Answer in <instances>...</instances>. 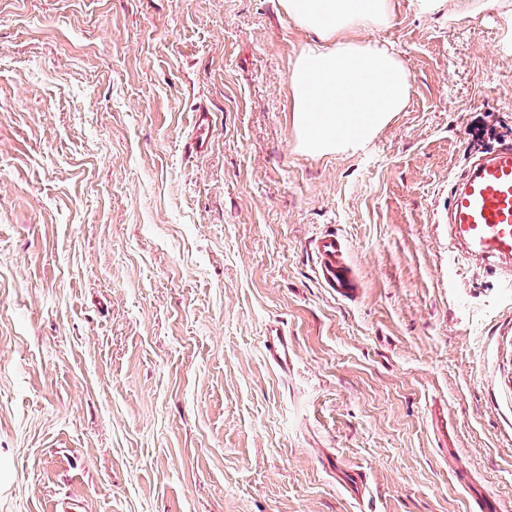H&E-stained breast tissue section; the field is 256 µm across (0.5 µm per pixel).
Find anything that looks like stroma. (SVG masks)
<instances>
[{"mask_svg": "<svg viewBox=\"0 0 512 512\" xmlns=\"http://www.w3.org/2000/svg\"><path fill=\"white\" fill-rule=\"evenodd\" d=\"M397 2L406 110L312 156L280 0H0V512H512V268L444 222L512 140V0ZM212 128V112L204 106L194 110L192 130L185 141L189 155H198L208 149ZM318 275L325 288L339 298L352 300L361 282L347 260L346 245L335 233H324L314 241ZM264 346L266 357L273 366L280 369L288 368L294 350L288 341V333L283 328H271Z\"/></svg>", "mask_w": 512, "mask_h": 512, "instance_id": "stroma-1", "label": "stroma"}]
</instances>
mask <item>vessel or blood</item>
Masks as SVG:
<instances>
[{"label": "vessel or blood", "mask_w": 512, "mask_h": 512, "mask_svg": "<svg viewBox=\"0 0 512 512\" xmlns=\"http://www.w3.org/2000/svg\"><path fill=\"white\" fill-rule=\"evenodd\" d=\"M212 128L211 112L197 108L186 151L192 155L206 151ZM447 221L449 238L458 251L504 265L512 263V141L501 143L465 169L451 189ZM314 251L324 287L337 297L356 298L361 283L347 260L343 239L322 234L314 241ZM265 353L273 366L287 368L294 350L283 328H271Z\"/></svg>", "instance_id": "b4317fda"}]
</instances>
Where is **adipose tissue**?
Returning <instances> with one entry per match:
<instances>
[{
	"label": "adipose tissue",
	"instance_id": "ef3b65f1",
	"mask_svg": "<svg viewBox=\"0 0 512 512\" xmlns=\"http://www.w3.org/2000/svg\"><path fill=\"white\" fill-rule=\"evenodd\" d=\"M310 38L289 75L288 110L299 148L309 155L365 145L412 92L393 44L374 39L390 25L396 0H281Z\"/></svg>",
	"mask_w": 512,
	"mask_h": 512
}]
</instances>
